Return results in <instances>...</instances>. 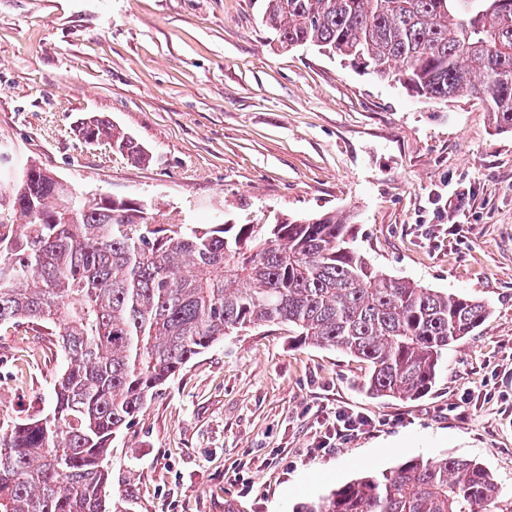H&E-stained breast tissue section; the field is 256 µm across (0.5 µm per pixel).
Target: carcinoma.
Returning a JSON list of instances; mask_svg holds the SVG:
<instances>
[{"instance_id": "carcinoma-1", "label": "carcinoma", "mask_w": 512, "mask_h": 512, "mask_svg": "<svg viewBox=\"0 0 512 512\" xmlns=\"http://www.w3.org/2000/svg\"><path fill=\"white\" fill-rule=\"evenodd\" d=\"M283 49L313 45L413 95L474 97L512 133V0H264ZM135 162L152 156L92 116L76 126ZM0 223V326L57 338L66 365L49 413L0 423V512H121L107 495L112 439L191 359L265 324L366 363L373 398L427 396L482 301L383 275L333 213L274 224H162L28 166ZM299 512H512L478 462L407 460Z\"/></svg>"}]
</instances>
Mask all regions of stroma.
I'll use <instances>...</instances> for the list:
<instances>
[{"instance_id": "obj_1", "label": "stroma", "mask_w": 512, "mask_h": 512, "mask_svg": "<svg viewBox=\"0 0 512 512\" xmlns=\"http://www.w3.org/2000/svg\"><path fill=\"white\" fill-rule=\"evenodd\" d=\"M263 0H0V189L36 164L77 195L166 224L333 212L380 273L479 299L432 392L371 398L365 364L258 326L197 355L112 441L129 512H296L406 459H473L512 496V134L474 98L422 100L314 46L278 50ZM100 116L152 156L73 132ZM464 211L438 213L433 199ZM452 224L453 235L430 227ZM64 367L30 326L0 328V421L47 412ZM370 424L315 446L338 413Z\"/></svg>"}]
</instances>
